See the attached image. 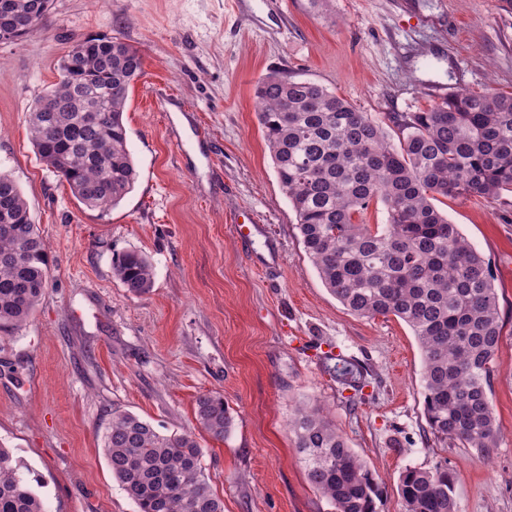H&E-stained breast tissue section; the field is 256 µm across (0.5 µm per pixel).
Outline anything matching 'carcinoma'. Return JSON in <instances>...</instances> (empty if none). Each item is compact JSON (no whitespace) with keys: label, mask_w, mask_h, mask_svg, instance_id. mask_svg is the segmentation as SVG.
<instances>
[{"label":"carcinoma","mask_w":512,"mask_h":512,"mask_svg":"<svg viewBox=\"0 0 512 512\" xmlns=\"http://www.w3.org/2000/svg\"><path fill=\"white\" fill-rule=\"evenodd\" d=\"M51 0H0V25L16 39L37 31ZM141 51L118 38L76 40L60 79L29 111L32 146L47 169L72 155L59 178L87 207L118 206L137 170L124 121ZM255 111L304 250L323 285L350 312L393 315L409 325L422 355L424 411L431 433L485 452L495 447L490 363L503 332L489 263L434 204L437 197L497 200L512 193V96L461 92L418 112H360L326 87L272 73L255 90ZM373 202L387 223L364 215ZM134 296L151 292L153 265L139 251L112 259ZM50 278L47 246L15 182L0 174V331L24 325ZM343 385L361 367L336 359ZM200 429L222 440L232 419L224 397L196 400ZM310 484L335 512H378L380 486L336 425L316 409L288 422ZM112 477L138 512H224L191 431L164 435L127 411H114L103 437ZM403 512H456L448 467L400 476ZM0 512H48L7 448L0 447Z\"/></svg>","instance_id":"obj_1"}]
</instances>
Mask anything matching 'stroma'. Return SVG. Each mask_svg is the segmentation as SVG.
I'll list each match as a JSON object with an SVG mask.
<instances>
[{"label":"stroma","instance_id":"obj_1","mask_svg":"<svg viewBox=\"0 0 512 512\" xmlns=\"http://www.w3.org/2000/svg\"><path fill=\"white\" fill-rule=\"evenodd\" d=\"M90 36L144 60L124 113L138 178L108 210L78 202L28 138L31 105ZM275 72L376 119L427 108L441 87L512 95V0H331L325 13L309 0H52L37 32L0 42V173L27 198L51 268L33 316L0 332V446L49 512H137L102 450L123 410L196 432L224 512H334L288 431L306 406L379 476V512H403L405 469L436 465L454 476L458 512H512V195L436 203L489 260L503 322L498 436L482 455L431 433L410 327L350 313L309 260L254 110ZM249 219L261 231L245 243L232 226ZM130 250L154 268L141 297L112 273ZM328 354L363 367L361 392L326 372ZM208 393L233 417L221 440L197 428Z\"/></svg>","mask_w":512,"mask_h":512}]
</instances>
